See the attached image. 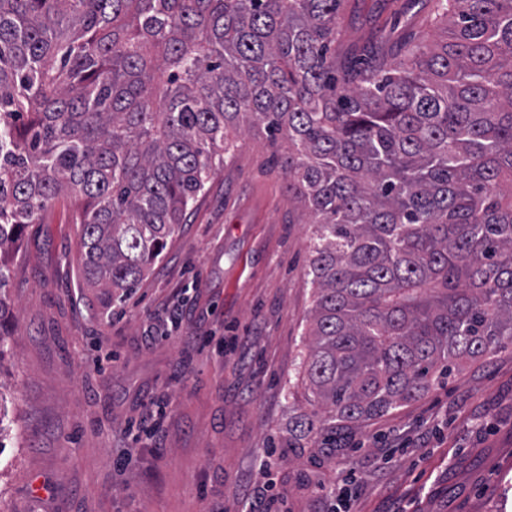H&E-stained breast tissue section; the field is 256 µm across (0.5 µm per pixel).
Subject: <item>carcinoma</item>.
I'll use <instances>...</instances> for the list:
<instances>
[{
	"label": "carcinoma",
	"instance_id": "obj_1",
	"mask_svg": "<svg viewBox=\"0 0 512 512\" xmlns=\"http://www.w3.org/2000/svg\"><path fill=\"white\" fill-rule=\"evenodd\" d=\"M340 0H0V255L57 197L121 304L229 132L282 139L313 232L310 389L288 442L383 416L512 344V0H445L448 41L336 56Z\"/></svg>",
	"mask_w": 512,
	"mask_h": 512
}]
</instances>
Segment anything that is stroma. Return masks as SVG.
<instances>
[{"instance_id":"obj_1","label":"stroma","mask_w":512,"mask_h":512,"mask_svg":"<svg viewBox=\"0 0 512 512\" xmlns=\"http://www.w3.org/2000/svg\"><path fill=\"white\" fill-rule=\"evenodd\" d=\"M439 4L341 0L336 51L443 41ZM285 153L264 129L238 132L117 307L79 277L67 197L25 226L0 319V512H256L261 492L280 512H512L511 346L351 423L335 458L309 439L289 447V421L312 410L302 359L313 297L311 217L288 194ZM179 301L176 330L157 312Z\"/></svg>"}]
</instances>
